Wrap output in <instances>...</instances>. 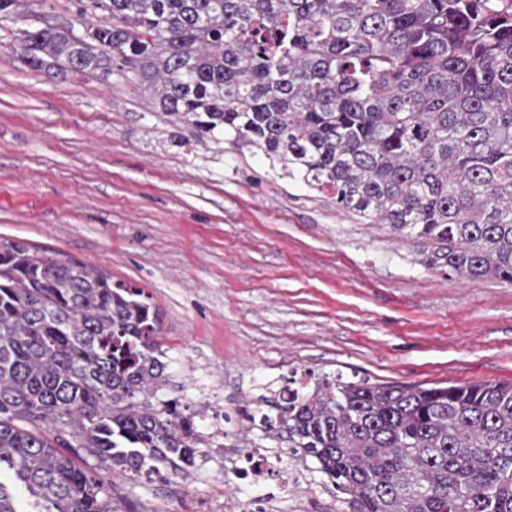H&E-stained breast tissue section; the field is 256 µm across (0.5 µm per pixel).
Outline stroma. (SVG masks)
<instances>
[{
  "label": "stroma",
  "mask_w": 512,
  "mask_h": 512,
  "mask_svg": "<svg viewBox=\"0 0 512 512\" xmlns=\"http://www.w3.org/2000/svg\"><path fill=\"white\" fill-rule=\"evenodd\" d=\"M0 25V240L24 241L142 288L163 316L177 400L224 415V445L189 478L116 480L121 512H301L286 481L314 460L251 422L262 385L294 373L375 384H512V283L428 268L419 243L341 212L264 154L195 140L135 79L51 78ZM281 470L240 480L254 442Z\"/></svg>",
  "instance_id": "35a3bbf8"
}]
</instances>
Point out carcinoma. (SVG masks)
I'll use <instances>...</instances> for the list:
<instances>
[{
	"mask_svg": "<svg viewBox=\"0 0 512 512\" xmlns=\"http://www.w3.org/2000/svg\"><path fill=\"white\" fill-rule=\"evenodd\" d=\"M19 37L50 77L134 76L202 139L288 177L431 269L512 282V0H71ZM21 0L0 20L27 22ZM81 29H76L75 25ZM73 259L0 241V474L30 512H119L93 458L130 479L186 474L193 416L165 381L159 308ZM268 428L356 512H512V385L325 376Z\"/></svg>",
	"mask_w": 512,
	"mask_h": 512,
	"instance_id": "carcinoma-1",
	"label": "carcinoma"
}]
</instances>
